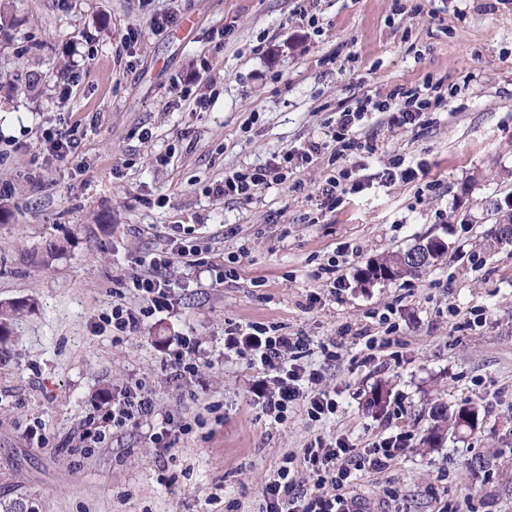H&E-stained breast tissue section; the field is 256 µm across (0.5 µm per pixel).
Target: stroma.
Wrapping results in <instances>:
<instances>
[{
  "label": "stroma",
  "instance_id": "stroma-1",
  "mask_svg": "<svg viewBox=\"0 0 512 512\" xmlns=\"http://www.w3.org/2000/svg\"><path fill=\"white\" fill-rule=\"evenodd\" d=\"M10 11L0 34V304L30 306L0 365L1 503L264 512L262 487L285 453L316 437L362 448L399 433L397 464L358 474L363 512H512V244L493 234L497 206L512 200V0H10ZM170 13L182 24L157 32ZM426 81L447 89V105L393 130L365 114L361 132L378 151L346 165L371 184L319 213L339 112ZM72 125L77 157L41 169L43 129ZM311 141L320 155L288 183L247 199L215 194L226 172ZM395 154L414 181L386 183ZM172 224L209 247L211 267L172 268L173 310L115 337L113 305L137 304L131 279ZM427 235L448 245L433 266L361 284L370 261ZM51 243L61 250L40 265ZM231 256L235 282L224 279ZM330 258L346 282L337 293L312 276ZM382 313L399 357L379 353L387 367L377 373L358 333ZM247 322L310 339L308 363L335 415L313 421L298 405L270 424L253 402L261 370L224 350L225 328ZM188 338L199 346L198 386L165 368ZM331 341L328 362L318 348ZM138 386L154 416L81 443L85 421ZM470 404L477 431L427 443L435 413ZM165 423L177 432L169 449L151 441Z\"/></svg>",
  "mask_w": 512,
  "mask_h": 512
}]
</instances>
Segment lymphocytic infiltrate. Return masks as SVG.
<instances>
[{
  "mask_svg": "<svg viewBox=\"0 0 512 512\" xmlns=\"http://www.w3.org/2000/svg\"><path fill=\"white\" fill-rule=\"evenodd\" d=\"M447 102V96L437 85L422 89L400 84L385 97H365L361 107L346 108L340 112L331 162L338 165L339 160L360 151L371 155L376 153L377 147L372 138L359 136L355 129L365 110L385 113L388 126L404 127L416 124L424 113ZM320 151V144L311 141L298 153H284L265 166L227 172L218 192L224 197L237 199L249 195L255 187L266 184L268 180L287 182L293 161L311 163ZM363 181V176L354 170L338 165L336 171L325 177L319 189L323 207L334 209L341 195L348 190L362 188ZM166 242V248L150 260L148 270L132 280V286L142 300L141 306L113 305L111 322L118 335L137 333L145 316L169 307V272L174 265L207 266L208 260L202 249L183 239L179 225H172ZM224 347L250 357L253 363L261 366L264 377L254 384L253 390L270 423H284L289 409L299 401L303 402L311 419L319 420L335 414V399L319 387L320 372L308 368L305 363L310 352L306 337L288 335L275 326L249 323L245 327L228 330ZM154 412L155 402L150 394L129 390L120 392L113 395L111 405L102 416L87 420L83 437L100 441L110 429L140 424ZM405 448V440L399 436L384 438L365 451L349 447L341 439L329 447L322 441H315L304 448L301 455L284 456L275 475L264 484L265 512H358L349 494L358 471L366 468L375 474L383 473L392 467ZM301 468L315 474V492H304L297 481L296 473Z\"/></svg>",
  "mask_w": 512,
  "mask_h": 512,
  "instance_id": "1",
  "label": "lymphocytic infiltrate"
}]
</instances>
